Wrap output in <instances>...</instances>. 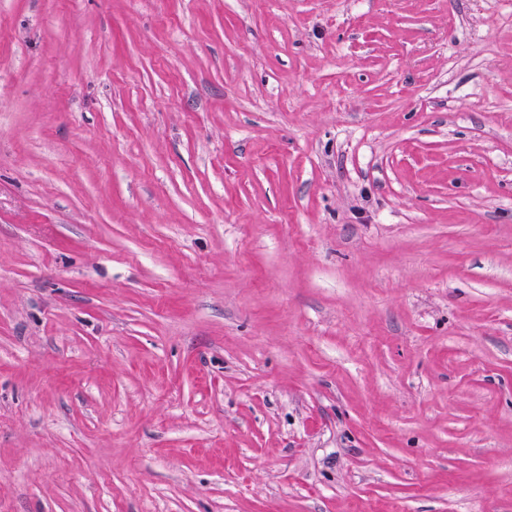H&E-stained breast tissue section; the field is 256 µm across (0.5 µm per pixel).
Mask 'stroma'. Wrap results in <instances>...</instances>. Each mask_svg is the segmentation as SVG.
<instances>
[{
    "label": "stroma",
    "instance_id": "stroma-1",
    "mask_svg": "<svg viewBox=\"0 0 512 512\" xmlns=\"http://www.w3.org/2000/svg\"><path fill=\"white\" fill-rule=\"evenodd\" d=\"M0 512H512V0H0Z\"/></svg>",
    "mask_w": 512,
    "mask_h": 512
}]
</instances>
